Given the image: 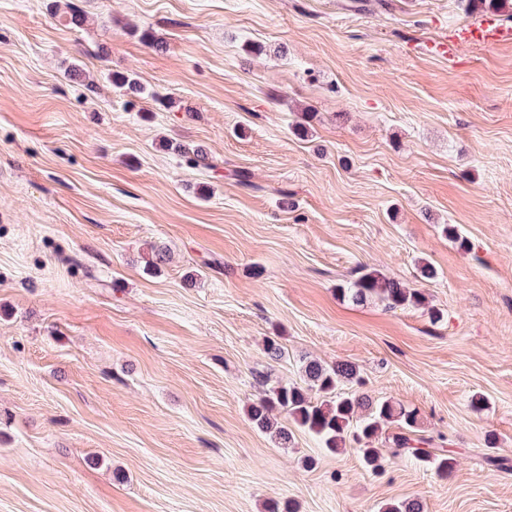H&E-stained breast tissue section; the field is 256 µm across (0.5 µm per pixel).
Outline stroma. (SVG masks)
Returning <instances> with one entry per match:
<instances>
[{"instance_id":"obj_1","label":"stroma","mask_w":512,"mask_h":512,"mask_svg":"<svg viewBox=\"0 0 512 512\" xmlns=\"http://www.w3.org/2000/svg\"><path fill=\"white\" fill-rule=\"evenodd\" d=\"M77 3L79 28L0 0V512H512V45L422 51L484 10ZM363 267L424 305L344 300ZM306 358L419 409L454 471L391 456L393 426L375 473L299 429L277 447L254 372L298 383Z\"/></svg>"}]
</instances>
